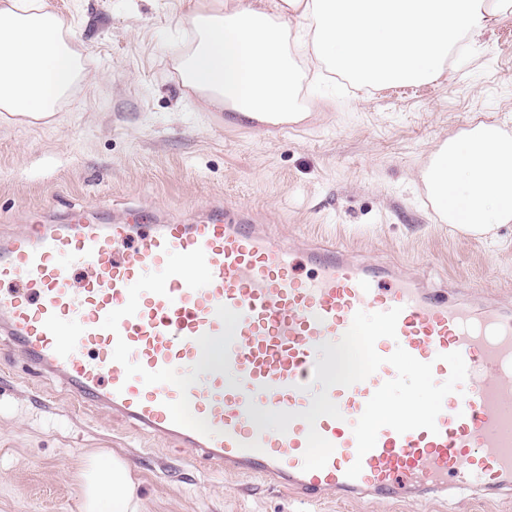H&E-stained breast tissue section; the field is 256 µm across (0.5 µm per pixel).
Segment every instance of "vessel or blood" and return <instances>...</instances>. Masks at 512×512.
Listing matches in <instances>:
<instances>
[{
	"label": "vessel or blood",
	"mask_w": 512,
	"mask_h": 512,
	"mask_svg": "<svg viewBox=\"0 0 512 512\" xmlns=\"http://www.w3.org/2000/svg\"><path fill=\"white\" fill-rule=\"evenodd\" d=\"M311 257L312 274L297 276L280 239L219 203L195 224L73 212L0 235V336L81 401L309 501L511 497L512 302L475 307L333 243ZM394 307L397 337L379 339L377 353L403 347L441 383V356L457 351L465 382L445 398L436 431L382 428L362 456L353 426L396 371L386 363L332 387L341 416L315 427L334 451L323 469L303 471L307 423L264 430L256 409L306 410L319 346L339 341L357 311ZM357 461L360 475L348 478Z\"/></svg>",
	"instance_id": "obj_1"
}]
</instances>
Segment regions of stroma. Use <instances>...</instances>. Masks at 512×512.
<instances>
[{"label":"stroma","mask_w":512,"mask_h":512,"mask_svg":"<svg viewBox=\"0 0 512 512\" xmlns=\"http://www.w3.org/2000/svg\"><path fill=\"white\" fill-rule=\"evenodd\" d=\"M72 21L81 75L49 125L0 121V230L87 207L192 221L221 201L288 246L324 238L459 293H512V225L496 244L437 221L418 170L480 121L512 130V13L453 52L439 82L356 88L320 72L317 102L287 130L236 124L184 97L174 57L190 38L177 0H46ZM95 451L127 460L143 512H512L466 494L308 503L243 480L193 450L131 430L27 373L0 342V512H80L76 475Z\"/></svg>","instance_id":"1"}]
</instances>
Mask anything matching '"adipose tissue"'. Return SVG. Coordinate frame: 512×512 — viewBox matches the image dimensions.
Here are the masks:
<instances>
[{"mask_svg": "<svg viewBox=\"0 0 512 512\" xmlns=\"http://www.w3.org/2000/svg\"><path fill=\"white\" fill-rule=\"evenodd\" d=\"M193 38L174 60L184 96L252 121L307 116L299 103L313 66L364 86L429 84L464 39L512 0H180ZM69 21L45 0H0V120L54 121L80 76ZM439 218L458 233L496 239L512 223V134L479 122L448 138L420 171ZM84 512H141L119 457L80 473Z\"/></svg>", "mask_w": 512, "mask_h": 512, "instance_id": "ef3b65f1", "label": "adipose tissue"}]
</instances>
